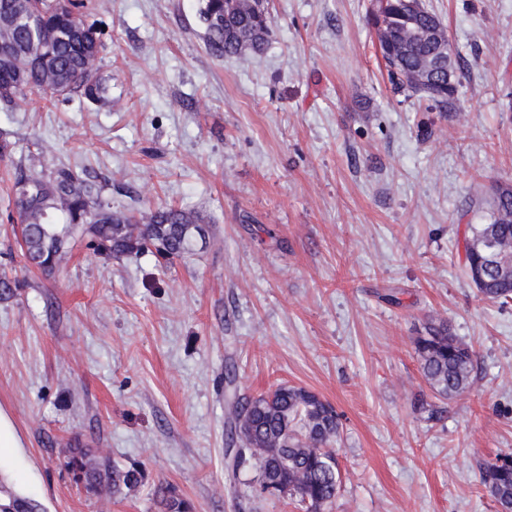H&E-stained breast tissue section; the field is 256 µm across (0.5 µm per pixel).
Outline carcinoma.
Instances as JSON below:
<instances>
[{
  "label": "carcinoma",
  "instance_id": "carcinoma-1",
  "mask_svg": "<svg viewBox=\"0 0 512 512\" xmlns=\"http://www.w3.org/2000/svg\"><path fill=\"white\" fill-rule=\"evenodd\" d=\"M252 9L239 0H202L199 19L210 53L217 58L261 54L266 45L268 17L260 0ZM87 5L76 0L68 7L57 0H0V33L11 44V52L0 57V103L8 108L19 98L40 96L51 90L45 66L58 82L91 102L104 98L106 87L98 74L97 59L102 31L83 18ZM372 25L383 31L380 50L389 76L399 91L423 94L440 110L452 106L462 67L448 49L447 69L422 84L409 75L425 57L439 55V40L446 31L435 13L423 7L408 8L405 0H377ZM32 183L26 198L14 195L21 220V248L26 265L50 274L66 254L76 236L90 239L96 253L109 257L139 253L152 245L157 258L171 262L193 251L200 234H208L204 218L181 207H159L139 220L130 212L112 208L90 178L69 166L52 165L32 174L16 168L13 186ZM472 238L493 237L512 242V184L491 188V222L471 228ZM467 275L485 298L512 301V270L500 274L484 268L483 257L466 249ZM415 348L421 371L441 397H453L470 386L477 366L476 352L459 341L444 322H431L416 337ZM229 378L225 402L234 417L249 423L246 447L234 449L229 470L237 480L242 468L258 461L255 478L259 491L274 497L298 499L306 512H326L341 486L336 455L329 448L339 434L335 407L303 387L280 384L266 394L241 397L235 387V371ZM88 448H76L66 465L83 475L95 488L105 482L112 489L132 487L140 478L137 470L124 473L90 468ZM480 484L494 499L512 497V455L498 456L480 468ZM164 512H192L191 503L168 487L158 489ZM0 512H41L29 498L0 499Z\"/></svg>",
  "mask_w": 512,
  "mask_h": 512
}]
</instances>
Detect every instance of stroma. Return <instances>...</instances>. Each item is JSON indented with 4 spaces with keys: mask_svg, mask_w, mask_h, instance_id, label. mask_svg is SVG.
<instances>
[{
    "mask_svg": "<svg viewBox=\"0 0 512 512\" xmlns=\"http://www.w3.org/2000/svg\"><path fill=\"white\" fill-rule=\"evenodd\" d=\"M464 76L454 109L395 91L374 0H265L264 53L206 49L202 0H93L100 102L49 93L7 110L0 136V414L20 439L0 485L41 512H299L233 494L224 368L241 396L305 387L340 416L331 512H497L481 466L512 453V302L466 275L470 225L512 184V0H423ZM65 164L118 209H191L206 247L158 263L77 240L52 274L26 269L16 167ZM445 322L471 345L470 387L437 397L415 338ZM437 405L429 419L420 401ZM141 468L133 489L87 488L65 466Z\"/></svg>",
    "mask_w": 512,
    "mask_h": 512,
    "instance_id": "35a3bbf8",
    "label": "stroma"
}]
</instances>
